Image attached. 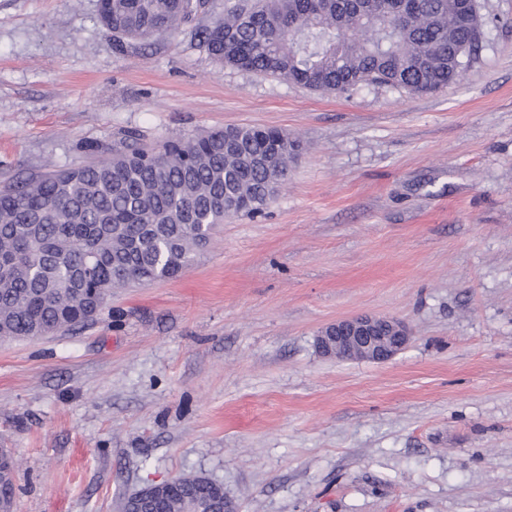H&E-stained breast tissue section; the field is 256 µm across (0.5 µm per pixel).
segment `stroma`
I'll list each match as a JSON object with an SVG mask.
<instances>
[{"mask_svg": "<svg viewBox=\"0 0 512 512\" xmlns=\"http://www.w3.org/2000/svg\"><path fill=\"white\" fill-rule=\"evenodd\" d=\"M480 2L465 75L412 96L225 66L189 25L119 49L98 0H0V186L127 130L304 144L265 215L225 218L176 279L0 339L14 512H119L179 476L238 512H512V0ZM356 314L403 320L410 344L321 357L319 330Z\"/></svg>", "mask_w": 512, "mask_h": 512, "instance_id": "35a3bbf8", "label": "stroma"}]
</instances>
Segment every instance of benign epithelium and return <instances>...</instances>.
<instances>
[{"label": "benign epithelium", "instance_id": "benign-epithelium-1", "mask_svg": "<svg viewBox=\"0 0 512 512\" xmlns=\"http://www.w3.org/2000/svg\"><path fill=\"white\" fill-rule=\"evenodd\" d=\"M411 340L408 326L397 319L359 315L327 325L316 336V348L325 358L338 361L385 362L404 350ZM175 481L150 485L125 498L122 512L131 505L141 509L168 495Z\"/></svg>", "mask_w": 512, "mask_h": 512}]
</instances>
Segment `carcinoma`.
<instances>
[{"label":"carcinoma","instance_id":"1","mask_svg":"<svg viewBox=\"0 0 512 512\" xmlns=\"http://www.w3.org/2000/svg\"><path fill=\"white\" fill-rule=\"evenodd\" d=\"M196 27L215 61L324 92L362 84L413 94L457 82L476 56L479 0H99L116 45ZM300 141L278 129H212L160 148L129 131L112 157L0 189V337L93 320L114 288L177 277L229 216L262 214ZM201 480L180 477L153 512H179Z\"/></svg>","mask_w":512,"mask_h":512}]
</instances>
